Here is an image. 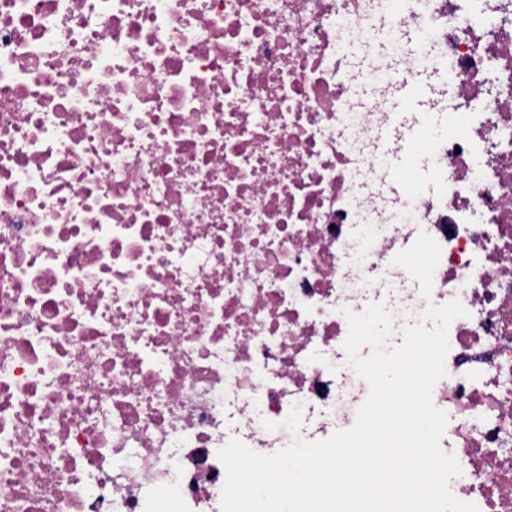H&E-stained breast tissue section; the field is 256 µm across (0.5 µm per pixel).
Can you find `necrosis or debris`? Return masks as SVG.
<instances>
[{
  "label": "necrosis or debris",
  "instance_id": "necrosis-or-debris-1",
  "mask_svg": "<svg viewBox=\"0 0 512 512\" xmlns=\"http://www.w3.org/2000/svg\"><path fill=\"white\" fill-rule=\"evenodd\" d=\"M408 2L0 0V512H222L230 439L356 417L345 311L455 299L450 489L512 512V0ZM389 84L397 112H428L425 104L429 86L428 72H423L415 81L405 76H389Z\"/></svg>",
  "mask_w": 512,
  "mask_h": 512
}]
</instances>
